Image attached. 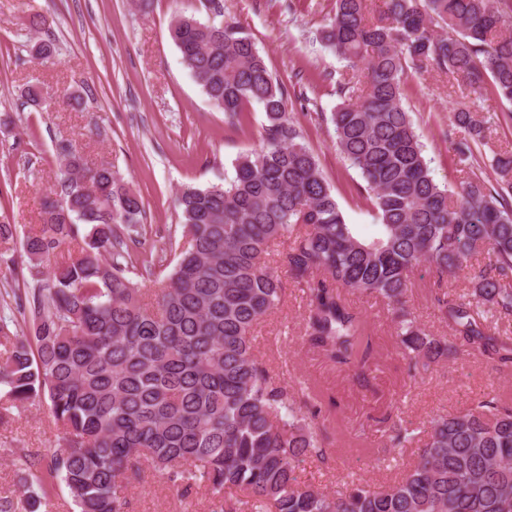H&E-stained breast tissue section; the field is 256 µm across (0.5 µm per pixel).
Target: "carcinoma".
<instances>
[{"mask_svg":"<svg viewBox=\"0 0 512 512\" xmlns=\"http://www.w3.org/2000/svg\"><path fill=\"white\" fill-rule=\"evenodd\" d=\"M334 0L321 38L348 62L330 122L336 150L356 168L380 220L358 239L313 150L288 116V90L251 37L204 0L214 19L176 17L169 28L208 102L229 120L256 103L264 145L239 158L221 186L178 197L181 241L161 287L145 296L129 243L138 242L142 197L112 170L89 165L68 139L55 145L62 178L24 237V292L0 306V421L36 399L49 402L61 434L46 471L77 512H127L123 490L145 469L207 512H512V405L491 393L471 409L432 419L413 465L388 489L357 480L330 496L301 483L305 457L325 459L310 415L254 353V327L278 308L283 288L268 243L291 241L289 275L307 294V344L369 379L368 324L350 297L392 307L408 372L460 351L512 370V337L491 332L486 311L512 315V151L491 160L496 184L479 176L493 117L467 106L452 114L451 140L468 165L457 199L433 179L402 101L409 68L434 65L479 97L491 82L512 104V22L494 0ZM53 43H30L49 61ZM68 257L45 270L56 251ZM488 249V263L468 266ZM437 281L470 269L471 291L435 297L453 336L426 333L404 307L420 264ZM30 324L17 333L18 320ZM415 429L383 430L409 448ZM26 512H40L39 454L20 449Z\"/></svg>","mask_w":512,"mask_h":512,"instance_id":"1","label":"carcinoma"}]
</instances>
